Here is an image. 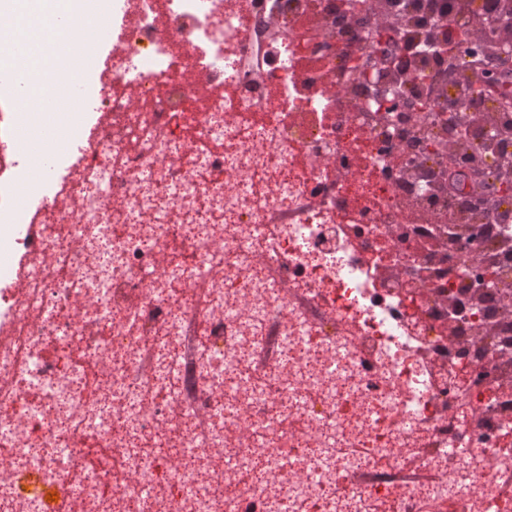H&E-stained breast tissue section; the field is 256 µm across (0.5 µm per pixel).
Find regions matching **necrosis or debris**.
<instances>
[{
  "label": "necrosis or debris",
  "instance_id": "1",
  "mask_svg": "<svg viewBox=\"0 0 512 512\" xmlns=\"http://www.w3.org/2000/svg\"><path fill=\"white\" fill-rule=\"evenodd\" d=\"M66 3L111 34L34 77ZM484 3L466 50L512 44ZM382 31L360 0H0V58L82 88L0 113V512H512V193L471 190L512 113L449 134L474 63L426 47L410 84Z\"/></svg>",
  "mask_w": 512,
  "mask_h": 512
}]
</instances>
